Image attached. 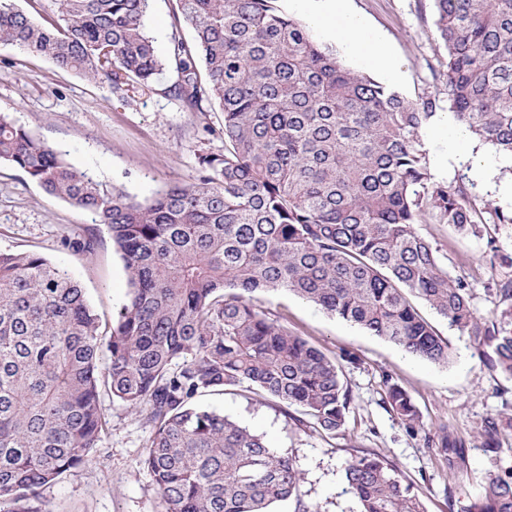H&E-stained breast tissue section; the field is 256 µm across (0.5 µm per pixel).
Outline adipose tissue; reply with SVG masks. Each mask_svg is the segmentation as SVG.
<instances>
[{"label":"adipose tissue","mask_w":512,"mask_h":512,"mask_svg":"<svg viewBox=\"0 0 512 512\" xmlns=\"http://www.w3.org/2000/svg\"><path fill=\"white\" fill-rule=\"evenodd\" d=\"M306 20L322 28L347 50L371 64L385 82L399 80L401 71L395 58L377 37L368 34L364 21L348 11L346 0H296Z\"/></svg>","instance_id":"obj_1"}]
</instances>
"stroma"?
Wrapping results in <instances>:
<instances>
[{
    "mask_svg": "<svg viewBox=\"0 0 512 512\" xmlns=\"http://www.w3.org/2000/svg\"><path fill=\"white\" fill-rule=\"evenodd\" d=\"M369 32L381 36L399 62L398 90L415 100L435 95L447 100V53L435 26L432 0H347ZM159 56H167L172 32L192 39L181 21L178 0H150L145 17ZM177 76L167 71L151 88L113 94L109 82L79 76L17 46L0 43V112H7L66 161L94 178L145 200L174 181L191 179L204 153L224 151V114L217 105L192 111L176 99ZM436 180L465 187L483 223L481 237H460L445 224L424 217L417 232L436 250L455 277L473 290L478 313L495 310L497 281L512 278V268L491 269L493 252L512 253V224L493 223L490 210L512 211V158L483 146L482 159L495 170L493 184L476 180L469 165L448 157V135L439 127L423 136ZM93 236V253L78 241ZM0 251L34 252L66 268L85 290L102 322H110L128 298L124 264L112 247L106 226L91 215L43 191L20 170L0 163ZM271 318L301 335L328 356L354 352L359 362L346 365L352 413L345 432L326 436L301 431L278 400L247 391L207 394L203 407L225 415L289 454L301 472L300 493L319 512H359L345 491L343 465L351 453L376 452L393 462L420 491L428 512H463L483 492L489 468L474 438L486 417L512 414V380L489 371L467 337L447 320L422 307L424 317L448 339L451 359L441 367L405 353L384 339L327 314L288 293L256 294ZM391 375L418 407L430 434L447 425L461 445L465 463L449 468L437 442L410 436L383 404V377ZM107 425L89 462L66 472L42 496L44 512H165L150 472L142 463L152 438L150 425L123 403L103 398ZM457 488L449 498V488Z\"/></svg>",
    "mask_w": 512,
    "mask_h": 512,
    "instance_id": "1",
    "label": "stroma"
}]
</instances>
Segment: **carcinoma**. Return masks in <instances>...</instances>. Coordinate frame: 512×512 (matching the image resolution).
Here are the masks:
<instances>
[{
	"instance_id": "cac0c4a2",
	"label": "carcinoma",
	"mask_w": 512,
	"mask_h": 512,
	"mask_svg": "<svg viewBox=\"0 0 512 512\" xmlns=\"http://www.w3.org/2000/svg\"><path fill=\"white\" fill-rule=\"evenodd\" d=\"M275 0H179L194 36L171 35L160 58L144 26L149 0H56L43 25L0 0V42L61 70L107 80L122 96L168 69L190 110L224 114V153L199 156L194 180L142 203L94 180L7 113L0 162L107 226L131 292L108 339L84 288L37 253L0 252V506L42 512L43 490L88 461L106 419L102 393L149 423L143 458L166 512H318L299 494L286 453L196 405L243 388L294 407L299 428L345 431L352 392L344 364L253 303L288 292L430 363L447 340L420 300L468 337L489 370L512 379V279L501 307L480 315L463 277L448 273L415 225L431 214L460 236H481L465 189L435 180L423 143L440 108L347 69L336 49ZM447 51L448 106L479 141L512 157V0H433ZM207 82H201L197 63ZM108 352L99 365L101 350ZM383 404L424 431L408 392L384 376ZM512 416L485 418L476 438L490 468L468 512H512ZM448 467L463 449L440 428ZM346 491L360 512H426L387 458L352 455Z\"/></svg>"
}]
</instances>
